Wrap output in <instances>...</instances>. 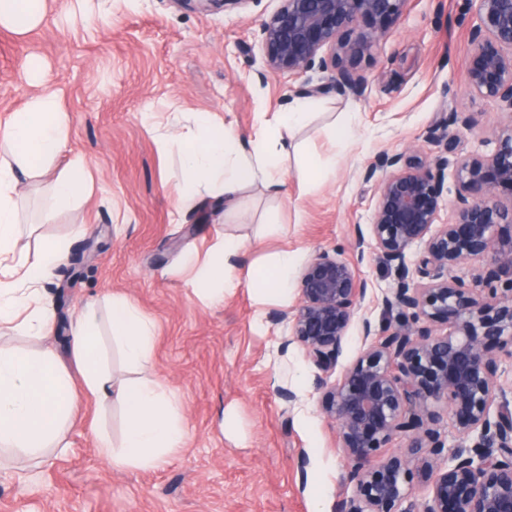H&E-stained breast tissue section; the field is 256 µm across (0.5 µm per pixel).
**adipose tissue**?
<instances>
[{"label":"adipose tissue","mask_w":512,"mask_h":512,"mask_svg":"<svg viewBox=\"0 0 512 512\" xmlns=\"http://www.w3.org/2000/svg\"><path fill=\"white\" fill-rule=\"evenodd\" d=\"M308 118L306 104L298 101L279 116L281 133L274 137L262 134L245 144L231 128L206 123L197 144L189 146L170 137L164 145L178 150L188 182L221 191L225 200L257 181L275 194L282 187L279 159L287 152L284 136L303 127ZM68 137L67 119L50 95L33 97L24 112L0 122V328L38 341L25 352L0 346V452L20 450L37 456L52 449L66 453L63 427L90 396L98 403L117 405L125 416L120 447L102 437L101 455L116 467L153 469L181 447L185 428L177 403L148 375L154 363L155 334L135 305L124 298L112 300V334L127 363L139 373L136 380L118 388L108 386L96 361L92 317L79 318L74 329L71 351L76 371H69L39 344L52 333L54 317L42 303L38 286L55 265L66 260L67 252L58 241L45 242L31 253L18 252L16 197L20 180L45 175L64 153ZM65 170L50 187L58 204L80 199L88 191L82 157L72 158ZM243 250L240 240L225 237L217 240L208 262L189 253L183 263L195 269V279L206 285L207 297L218 301L232 283L233 262Z\"/></svg>","instance_id":"ef3b65f1"}]
</instances>
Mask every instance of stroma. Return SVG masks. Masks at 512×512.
<instances>
[{
    "mask_svg": "<svg viewBox=\"0 0 512 512\" xmlns=\"http://www.w3.org/2000/svg\"><path fill=\"white\" fill-rule=\"evenodd\" d=\"M278 0H248L229 12L201 13L175 0H46L44 20L19 35L0 26V116L53 95L68 119L69 142L52 166L82 155L93 178L79 203L49 209L50 176L22 182L18 249L58 239L68 258L42 284L55 314L48 345L71 359L76 318L94 304L99 355L115 380L134 378L109 333L110 301L134 303L155 328L154 379L176 398L185 440L158 467L116 468L97 449L100 433L120 444V409L86 399L68 431L66 454L30 462L0 454V512H332L351 489L338 428L320 413V372L299 344H285L299 299V277L319 251L358 260L366 285L360 313L375 326L396 323L383 298L394 267L373 249L357 253L358 229L372 222L377 179H366L381 153L440 155L428 137L452 112L479 124L464 148H496L512 116L471 94L465 66L476 22L469 0H411L404 16L365 58L358 92L331 86L334 71L293 81L259 77L260 22ZM326 85L310 97V118L283 161L284 193L243 189L233 207L199 195L176 209L186 185L164 137L192 139L195 118L231 126L241 141L301 100L304 82ZM352 122L337 143L335 125ZM330 171L304 184L310 156ZM219 234L250 248L233 273L234 289L212 304L191 290L183 253L206 258ZM288 252V291L257 294L252 267ZM298 399L286 404L281 389Z\"/></svg>",
    "mask_w": 512,
    "mask_h": 512,
    "instance_id": "stroma-1",
    "label": "stroma"
}]
</instances>
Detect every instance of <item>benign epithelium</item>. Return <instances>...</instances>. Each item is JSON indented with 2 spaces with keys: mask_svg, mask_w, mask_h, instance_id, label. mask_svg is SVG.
I'll return each instance as SVG.
<instances>
[{
  "mask_svg": "<svg viewBox=\"0 0 512 512\" xmlns=\"http://www.w3.org/2000/svg\"><path fill=\"white\" fill-rule=\"evenodd\" d=\"M200 12L235 10L249 0H175ZM259 25L260 76L290 79L313 70H336V86L354 90L356 69L398 21L410 0H278ZM468 85L501 103L512 117V0H470ZM477 120L452 112L432 132L448 157L430 162L419 154L384 155L366 171L382 172L369 236L358 232L357 261L365 240L397 271L383 304L403 319L375 327L360 320L364 348L336 372L347 334L366 288L354 265L321 251L302 269L299 302L284 344L297 343L326 375L319 411L337 424L348 461L352 494L334 512H512V400L498 383L500 352L512 346V287L499 291L495 271L467 285L458 266L487 260L512 269V240L497 228L512 224V122L497 135L491 154L466 151L450 133ZM456 176L454 222L437 223L444 170ZM423 250L415 269L413 246ZM446 326L436 332L432 325ZM338 378L329 381V377ZM442 404L472 445L446 449L438 425ZM399 437L405 450L386 455ZM447 454L444 466L437 464ZM426 489L423 510L402 511L414 482Z\"/></svg>",
  "mask_w": 512,
  "mask_h": 512,
  "instance_id": "1",
  "label": "benign epithelium"
}]
</instances>
